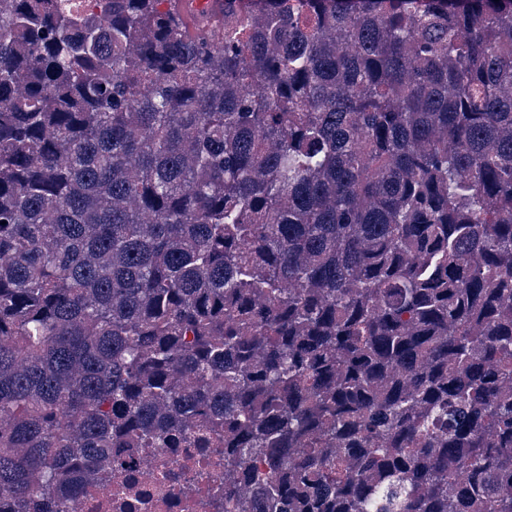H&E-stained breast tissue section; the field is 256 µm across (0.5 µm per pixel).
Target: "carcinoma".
I'll return each mask as SVG.
<instances>
[{
	"label": "carcinoma",
	"mask_w": 512,
	"mask_h": 512,
	"mask_svg": "<svg viewBox=\"0 0 512 512\" xmlns=\"http://www.w3.org/2000/svg\"><path fill=\"white\" fill-rule=\"evenodd\" d=\"M235 2L0 0V512H512V0ZM177 9L189 32L206 25L217 39L224 33V0H179ZM194 447L119 448L113 482L90 481L57 512H223L224 499L206 504L209 490L224 486V448Z\"/></svg>",
	"instance_id": "carcinoma-1"
}]
</instances>
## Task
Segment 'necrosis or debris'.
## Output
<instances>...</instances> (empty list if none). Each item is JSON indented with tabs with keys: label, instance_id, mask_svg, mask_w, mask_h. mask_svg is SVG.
<instances>
[{
	"label": "necrosis or debris",
	"instance_id": "1",
	"mask_svg": "<svg viewBox=\"0 0 512 512\" xmlns=\"http://www.w3.org/2000/svg\"><path fill=\"white\" fill-rule=\"evenodd\" d=\"M113 480L90 481L58 512H224L209 501L224 483L223 449L121 448Z\"/></svg>",
	"mask_w": 512,
	"mask_h": 512
}]
</instances>
